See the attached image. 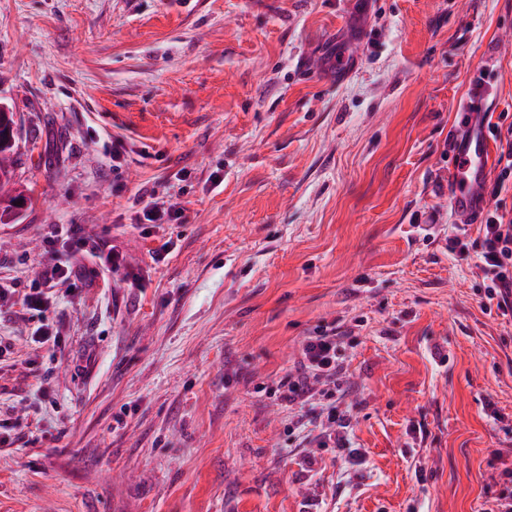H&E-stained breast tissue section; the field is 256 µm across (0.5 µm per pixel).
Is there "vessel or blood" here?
I'll return each instance as SVG.
<instances>
[{
    "label": "vessel or blood",
    "mask_w": 512,
    "mask_h": 512,
    "mask_svg": "<svg viewBox=\"0 0 512 512\" xmlns=\"http://www.w3.org/2000/svg\"><path fill=\"white\" fill-rule=\"evenodd\" d=\"M491 88L486 81L472 82L460 108L475 112L486 107ZM459 152L460 163L455 178L448 185L449 219L454 224L477 223L486 204L488 147L484 136L469 134Z\"/></svg>",
    "instance_id": "b4317fda"
}]
</instances>
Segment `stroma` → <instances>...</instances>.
Returning a JSON list of instances; mask_svg holds the SVG:
<instances>
[{"mask_svg": "<svg viewBox=\"0 0 512 512\" xmlns=\"http://www.w3.org/2000/svg\"><path fill=\"white\" fill-rule=\"evenodd\" d=\"M512 110V0H0V100L31 197L0 277L53 224L123 252L34 320L0 310V512H482L512 446V320L479 227L448 221L478 70ZM124 153L112 158L113 140ZM179 219L143 229L142 192ZM352 330L349 464L266 391Z\"/></svg>", "mask_w": 512, "mask_h": 512, "instance_id": "stroma-1", "label": "stroma"}]
</instances>
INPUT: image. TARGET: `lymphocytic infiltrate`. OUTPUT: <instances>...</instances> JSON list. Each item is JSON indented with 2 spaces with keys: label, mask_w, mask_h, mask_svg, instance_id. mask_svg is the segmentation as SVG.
<instances>
[{
  "label": "lymphocytic infiltrate",
  "mask_w": 512,
  "mask_h": 512,
  "mask_svg": "<svg viewBox=\"0 0 512 512\" xmlns=\"http://www.w3.org/2000/svg\"><path fill=\"white\" fill-rule=\"evenodd\" d=\"M488 129L500 143L499 172L489 191L490 197L496 198L512 184V112H500ZM44 243L47 259L36 273L33 288L20 295L12 283L0 280V302L14 298L23 311L39 312L48 306L50 291L56 285L78 287L81 275L74 256L99 260L101 265L113 270L119 269L123 262L120 253L104 251L76 226H52ZM448 247L462 257L476 256L484 299L487 304L495 305L501 315L512 316V216L496 209L486 211L477 240L467 244L454 237ZM344 339V333L336 327L320 328L306 336L292 368L270 389L277 400L298 409L291 430L316 428L315 440L322 448H345L350 444L351 418L341 408L348 393L346 368L339 355Z\"/></svg>",
  "instance_id": "f902f5d3"
}]
</instances>
